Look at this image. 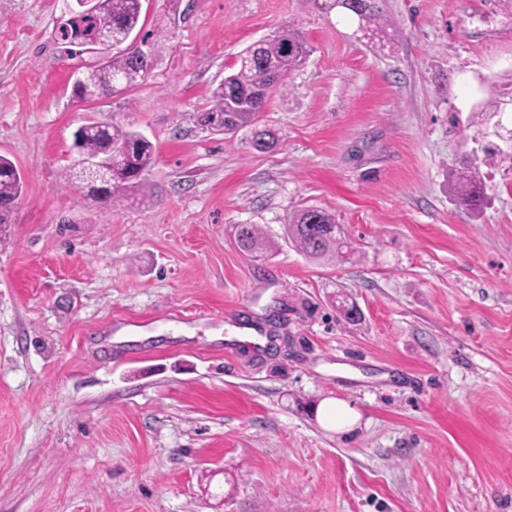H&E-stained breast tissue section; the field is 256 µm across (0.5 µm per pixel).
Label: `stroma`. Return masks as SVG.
Wrapping results in <instances>:
<instances>
[{"label": "stroma", "mask_w": 512, "mask_h": 512, "mask_svg": "<svg viewBox=\"0 0 512 512\" xmlns=\"http://www.w3.org/2000/svg\"><path fill=\"white\" fill-rule=\"evenodd\" d=\"M376 5L379 41L302 0H143L149 76L82 101L62 0H0V156L25 179L0 228V512H512V163L482 160L481 212L449 194L474 117L512 98V0ZM291 22L312 52L259 117L280 148L203 129ZM98 121L155 147L109 211L65 180ZM307 206L350 261L288 239ZM237 240L241 250L252 258L263 256L269 247V243L264 238L262 231L255 224L238 225ZM323 419L327 424L344 428L356 421L355 412L345 403L336 400L328 401L322 410Z\"/></svg>", "instance_id": "35a3bbf8"}]
</instances>
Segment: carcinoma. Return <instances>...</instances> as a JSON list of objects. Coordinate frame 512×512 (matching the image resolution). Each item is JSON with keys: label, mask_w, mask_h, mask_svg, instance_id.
Masks as SVG:
<instances>
[{"label": "carcinoma", "mask_w": 512, "mask_h": 512, "mask_svg": "<svg viewBox=\"0 0 512 512\" xmlns=\"http://www.w3.org/2000/svg\"><path fill=\"white\" fill-rule=\"evenodd\" d=\"M348 13L361 18L367 30L381 28L383 20L375 0H348ZM141 0H98L97 15L84 17L81 24L93 39L114 44L125 41L128 34L141 31ZM311 48L295 24L281 29L272 38L250 45L230 73L212 93V104L201 112V126L213 132L236 131L255 125L273 92L285 76L297 70L310 55ZM150 71V57L128 53L122 49L112 53L105 66L86 68L80 95L93 99L101 95H118L145 80ZM80 149L89 155L109 158L108 169L112 189L97 192L91 178L72 168L67 180L105 208L127 200V191L145 175L155 160L153 144L139 132L111 122H91L79 127ZM254 145L269 150L279 145V136L270 129L254 134ZM117 153H112V150ZM24 186V179L15 165L0 156V228L12 223V215ZM450 191L454 200L471 209H481L486 201V185L478 165L469 159L460 161L453 175ZM288 238L308 257L321 259L332 253L336 258L350 259L354 252L343 228L336 227L333 215L310 206L298 210L287 224ZM241 250L253 258L263 256L269 243L255 224L237 226Z\"/></svg>", "instance_id": "1"}]
</instances>
